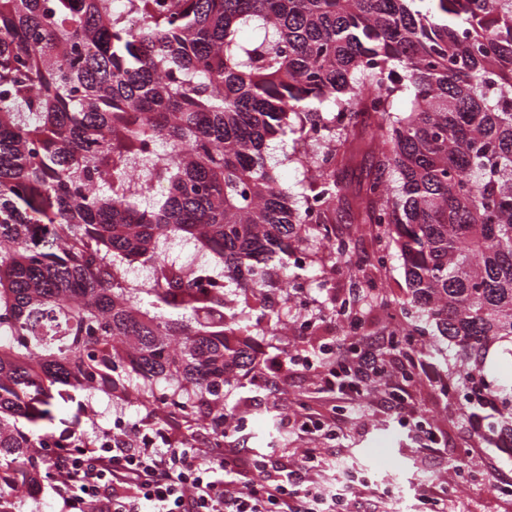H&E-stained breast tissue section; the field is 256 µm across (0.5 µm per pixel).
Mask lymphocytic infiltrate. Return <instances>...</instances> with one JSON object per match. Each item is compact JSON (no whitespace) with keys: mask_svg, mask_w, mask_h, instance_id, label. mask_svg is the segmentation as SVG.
<instances>
[{"mask_svg":"<svg viewBox=\"0 0 512 512\" xmlns=\"http://www.w3.org/2000/svg\"><path fill=\"white\" fill-rule=\"evenodd\" d=\"M329 388L370 395L391 388L393 371L371 345L333 358L312 350ZM318 449H306L294 468L263 465L258 480L239 487L244 461L235 452L175 448L168 434L131 431L108 448H75L54 456L62 512H335L341 492L335 479L305 481L320 467Z\"/></svg>","mask_w":512,"mask_h":512,"instance_id":"1","label":"lymphocytic infiltrate"}]
</instances>
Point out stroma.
I'll use <instances>...</instances> for the list:
<instances>
[{"mask_svg": "<svg viewBox=\"0 0 512 512\" xmlns=\"http://www.w3.org/2000/svg\"><path fill=\"white\" fill-rule=\"evenodd\" d=\"M375 163L370 151L336 169L337 178L351 188L340 205L336 232L350 236L361 252L372 251L374 240L350 213ZM304 287L315 304L333 313L309 336L297 328L302 311L289 303L279 308L288 326L285 335L276 341L259 331L251 336L250 345L262 359L260 369L273 387L257 388L251 376H244L242 388L228 397L242 418L227 431L228 440L248 457L269 458L289 468L309 445L297 430V418L319 419L332 430L319 446L327 462L335 463V476L347 486L358 512H386L390 507L395 512H429L418 498L420 488L429 485L446 492L450 512H512V453L484 441L486 420L462 413L463 390L455 384L460 371L457 348L438 336L418 337L415 356L386 345L384 358L398 375V393L416 408L412 424L403 425L398 413L378 399L350 401L330 391L299 360L311 336L330 344L343 340V317L337 312L343 302L355 298L363 306L365 336L392 334L394 324L386 312L363 294L362 281L343 268L326 286L308 280ZM423 424L442 433L435 451L420 447L417 428Z\"/></svg>", "mask_w": 512, "mask_h": 512, "instance_id": "1", "label": "stroma"}]
</instances>
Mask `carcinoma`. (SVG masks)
Segmentation results:
<instances>
[{"instance_id":"carcinoma-1","label":"carcinoma","mask_w":512,"mask_h":512,"mask_svg":"<svg viewBox=\"0 0 512 512\" xmlns=\"http://www.w3.org/2000/svg\"><path fill=\"white\" fill-rule=\"evenodd\" d=\"M290 134L308 149L266 154ZM366 147L358 254L336 166ZM393 248L407 303L459 347L462 410L493 397L487 441L512 451V386L471 373L512 343V0H0V512L47 478L37 449L112 442L56 416L101 393L221 441L247 336L279 321L273 262L286 288Z\"/></svg>"}]
</instances>
